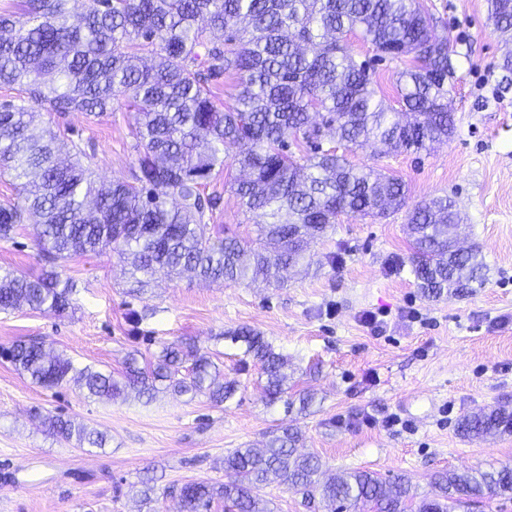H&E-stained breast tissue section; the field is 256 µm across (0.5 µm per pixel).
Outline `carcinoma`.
Instances as JSON below:
<instances>
[{
    "label": "carcinoma",
    "instance_id": "carcinoma-1",
    "mask_svg": "<svg viewBox=\"0 0 512 512\" xmlns=\"http://www.w3.org/2000/svg\"><path fill=\"white\" fill-rule=\"evenodd\" d=\"M25 2L20 14L0 13V85L23 94L0 104V172L16 181L21 198L0 205V239L34 224V242L52 265L110 249L137 295L160 271L280 284L340 215L381 218L406 205L401 178L323 148L326 134L348 148L379 142L419 154L456 131L448 110L452 46L435 33L420 0H87L79 14L69 10L70 0ZM488 11L496 29L512 36V0H488ZM356 34L379 60L410 59L397 73L398 107L377 96L369 62L345 53L342 42ZM226 73L240 81L227 108L211 89ZM122 98L134 108L137 164L130 178L98 180L91 155L75 141L70 159L60 160L61 140L41 125L40 111L99 117ZM294 145L306 154L296 156ZM228 166L245 172L230 189L245 212L264 217L258 231L272 250L208 232L207 213L220 197L205 198L201 189ZM458 223L446 196L408 213L411 272L429 299L463 296L484 284L480 250L456 246ZM74 288L54 268L36 277L5 270L0 311L62 312ZM230 340L243 348V364L260 365L269 401L281 399L288 357L247 327ZM5 358L40 387L72 382L90 398L133 392L151 401L172 391L222 404L235 394L234 383L190 345H165L144 365L131 353L117 376L78 368L34 341L13 343ZM42 425L62 440L105 445L102 434L71 418L47 416ZM456 432L512 433V409L478 406L458 420ZM301 440L298 429L279 427L262 448L234 449L224 456V483L191 481L172 490L178 512H209L216 498L237 512H267L259 491L272 483L320 499L327 512L360 504L370 512H408L415 498L408 477L386 481L352 470L323 481L321 459L297 453ZM434 484L441 495L420 500L415 512H453L461 494L512 499V467L446 470Z\"/></svg>",
    "mask_w": 512,
    "mask_h": 512
}]
</instances>
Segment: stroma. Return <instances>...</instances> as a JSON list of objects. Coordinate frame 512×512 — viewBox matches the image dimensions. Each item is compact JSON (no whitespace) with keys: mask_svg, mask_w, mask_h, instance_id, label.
<instances>
[{"mask_svg":"<svg viewBox=\"0 0 512 512\" xmlns=\"http://www.w3.org/2000/svg\"><path fill=\"white\" fill-rule=\"evenodd\" d=\"M421 2L437 33L451 39L456 133L418 155L367 146L347 157L401 177L409 205L451 197L460 244L477 246L487 265L483 286L462 297H424L402 210L383 219L340 216L313 244L309 273L280 287L161 276L136 297L112 251L62 260V275L77 284L71 307L0 312V349L36 340L76 367L118 371L128 353L149 361L162 345L186 343L237 390L219 405L169 393L148 404L95 400L71 383L37 386L0 356V512H176L169 487L224 482L229 451L263 447L271 430L288 425L301 429L303 453L319 456L328 473L404 474L420 497L435 495L436 472L512 466V433L464 439L455 431L475 407L512 406V90L501 91L498 67L507 47L487 0ZM41 119L61 140L92 145L102 179L129 177L136 155L127 106L101 118L45 112ZM238 175L226 168L204 189L222 196L212 232L252 242L259 216H244L224 188ZM45 268L32 225L0 241V271ZM242 326L288 357L287 395L313 393L307 413L268 403L258 365L241 364L224 337ZM48 413L106 433L105 448L45 436ZM149 477L155 493L145 503L138 489Z\"/></svg>","mask_w":512,"mask_h":512,"instance_id":"stroma-1","label":"stroma"}]
</instances>
